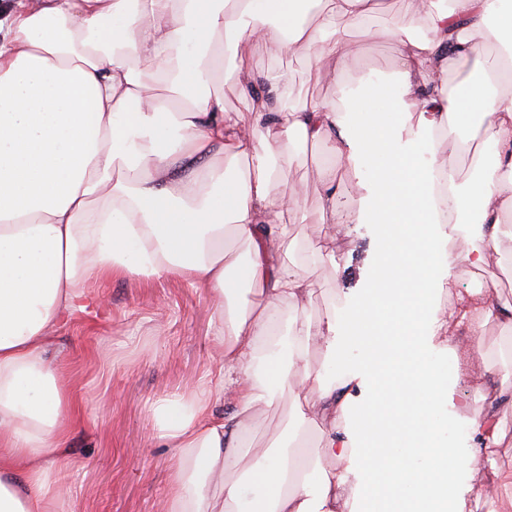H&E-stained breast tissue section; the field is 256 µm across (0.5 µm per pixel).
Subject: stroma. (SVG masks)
Masks as SVG:
<instances>
[{
    "label": "stroma",
    "mask_w": 512,
    "mask_h": 512,
    "mask_svg": "<svg viewBox=\"0 0 512 512\" xmlns=\"http://www.w3.org/2000/svg\"><path fill=\"white\" fill-rule=\"evenodd\" d=\"M378 22L380 31L352 32L354 55L345 75L347 84L395 75L399 45L387 35V28L400 27L412 36L425 29L422 18L407 14L404 0H380ZM254 64L256 85L266 90L273 107L340 96L330 78L312 75L311 62L302 53L274 56L262 51ZM271 67L293 72L295 81L287 97L267 91L264 74ZM333 161L324 146H300L291 168L272 188L277 195L296 182L306 186L295 228L301 257L318 260L306 309L314 319L323 317L334 302L360 294L378 260L376 228L360 221L363 192L353 178H345L338 187L337 203L350 217L344 243L335 244L327 225L320 222L323 189L318 167ZM503 223L507 233L499 242L501 261L481 270L457 265L456 290L444 294L443 306L454 304L456 292L474 288L484 289L490 302H512V216L504 217ZM101 289L106 297L103 306L74 313L54 332L86 410L70 437L76 465L66 477L69 494L62 512H157L174 451L159 439L152 410L161 401L181 396L186 384L208 385L218 371L212 357L213 298L206 286L176 275L147 281L115 278ZM481 339V352L472 357L453 395V411L462 417L498 394L512 396V358L501 354L512 344V330L492 320L484 325ZM290 413L286 399L270 408L259 407L248 426V441L262 448L276 443Z\"/></svg>",
    "instance_id": "stroma-1"
}]
</instances>
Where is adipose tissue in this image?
<instances>
[{"label": "adipose tissue", "mask_w": 512, "mask_h": 512, "mask_svg": "<svg viewBox=\"0 0 512 512\" xmlns=\"http://www.w3.org/2000/svg\"><path fill=\"white\" fill-rule=\"evenodd\" d=\"M376 0H12L0 8V512H59L82 409L51 357L52 327L103 304L118 274L208 287L224 357L211 387L154 409L175 451L161 512H512V467L477 465L505 437L497 404L450 410L462 376L449 323L471 347L512 303L483 289L446 309L453 269L487 265L512 214V0H407L426 33L400 42V75L342 101L230 115L211 88L225 57L242 90L252 51H302L340 80L349 29ZM493 44L503 67L487 64ZM467 66L465 96L448 74ZM477 128L480 174L437 166L448 130ZM327 145L320 220L346 223L335 185L354 173L379 233L368 288L322 318L302 312L313 261L297 262L304 193L270 187L299 142ZM470 215L480 244L447 253L439 205ZM324 349L329 373L308 363ZM231 390L235 412L213 399ZM289 396L288 436L239 468L259 406ZM320 431V451L302 435Z\"/></svg>", "instance_id": "adipose-tissue-1"}]
</instances>
